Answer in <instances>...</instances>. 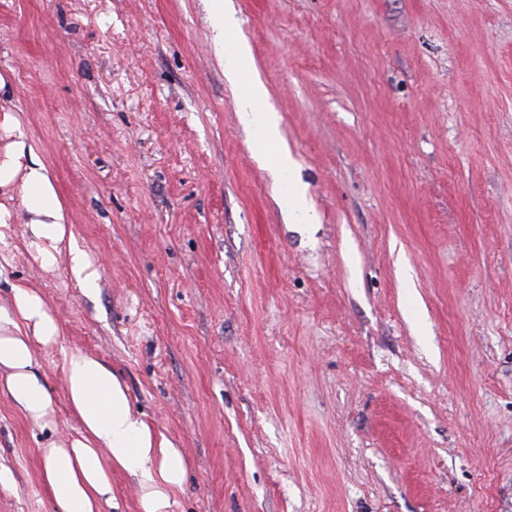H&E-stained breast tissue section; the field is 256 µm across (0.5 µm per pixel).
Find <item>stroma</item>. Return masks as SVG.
Returning <instances> with one entry per match:
<instances>
[{
  "instance_id": "35a3bbf8",
  "label": "stroma",
  "mask_w": 512,
  "mask_h": 512,
  "mask_svg": "<svg viewBox=\"0 0 512 512\" xmlns=\"http://www.w3.org/2000/svg\"><path fill=\"white\" fill-rule=\"evenodd\" d=\"M224 5L293 172L207 0H0L8 109L97 274L0 190L56 437L78 349L183 452L171 512H512V0ZM43 438L0 390V512H55ZM227 66L229 76L235 81L240 82L242 77L246 75L251 77L247 90L239 103L240 118L245 124H251L259 120L262 121L266 130V136L256 144V151L258 154L266 155L278 142L277 120L274 113L255 112L266 91L255 77L252 64L245 51L240 50L236 54L229 56Z\"/></svg>"
}]
</instances>
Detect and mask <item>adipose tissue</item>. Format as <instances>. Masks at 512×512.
Segmentation results:
<instances>
[{"mask_svg":"<svg viewBox=\"0 0 512 512\" xmlns=\"http://www.w3.org/2000/svg\"><path fill=\"white\" fill-rule=\"evenodd\" d=\"M228 74L233 80L249 77L239 108L243 123L262 122L266 136L256 145L267 154L278 142L274 113L258 111L266 94L253 78L245 52L230 56ZM0 125L15 132V139L0 155V188L18 186L21 202L37 237L54 250H67L70 270L85 288L95 283L87 254L74 242L67 212L46 166L36 157L19 123L11 114ZM8 302L0 304V389L39 430L48 434L41 448L42 480L57 512H123L112 493V473L120 470L140 488L138 512H170L180 491L186 460L175 443L155 429L131 407L123 379L97 357L80 350L65 352V389L78 421L76 438L52 437L54 411L34 354L35 345L57 343L60 328L41 294L18 284Z\"/></svg>","mask_w":512,"mask_h":512,"instance_id":"obj_1","label":"adipose tissue"}]
</instances>
